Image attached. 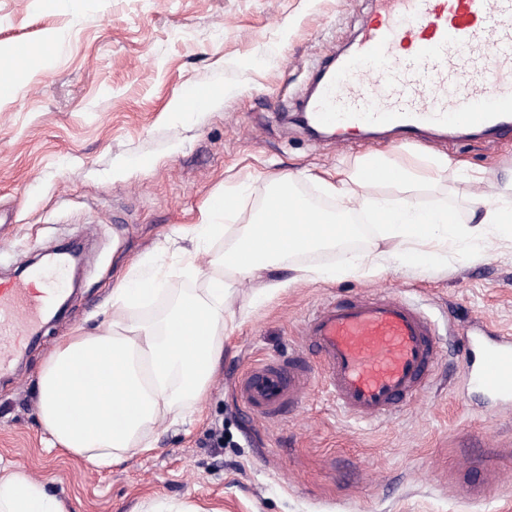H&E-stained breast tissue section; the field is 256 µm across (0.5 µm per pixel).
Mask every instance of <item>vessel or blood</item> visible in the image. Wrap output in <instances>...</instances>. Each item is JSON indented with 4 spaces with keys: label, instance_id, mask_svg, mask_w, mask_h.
<instances>
[{
    "label": "vessel or blood",
    "instance_id": "obj_1",
    "mask_svg": "<svg viewBox=\"0 0 512 512\" xmlns=\"http://www.w3.org/2000/svg\"><path fill=\"white\" fill-rule=\"evenodd\" d=\"M348 54L304 105L337 137L369 129L416 137L462 128L512 135V0H376ZM61 290L60 269L0 283V372L36 333ZM306 334L337 404L365 419L397 410L424 386L437 355L431 320L395 296L340 299ZM477 384L512 399V336L485 344ZM305 391L302 364H261L242 378L243 400L274 416Z\"/></svg>",
    "mask_w": 512,
    "mask_h": 512
}]
</instances>
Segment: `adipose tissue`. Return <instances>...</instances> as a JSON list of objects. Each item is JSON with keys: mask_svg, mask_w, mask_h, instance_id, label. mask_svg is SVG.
<instances>
[{"mask_svg": "<svg viewBox=\"0 0 512 512\" xmlns=\"http://www.w3.org/2000/svg\"><path fill=\"white\" fill-rule=\"evenodd\" d=\"M453 164L437 157L425 168L396 166L384 156H367L325 180L328 191L347 196L349 185L366 186L368 170L395 169L397 183L412 186L433 179ZM357 205L378 217L389 249L346 257V269H385L392 262L421 265L447 244L475 249L489 236L512 238V206L478 202L468 225L449 223L444 209H418L412 198L392 207L371 196ZM211 205L194 231L198 239L224 238V250L210 260L204 295L173 300L163 313L133 318L163 294L165 280L125 279L112 289V316L95 331L77 329L46 358L39 373V412L55 443L95 465L152 450L149 431L179 404L203 401L224 358L227 302L239 283L262 297L301 282L308 267L292 256L335 248L355 228L317 215L281 210L262 213L255 224H217ZM287 269L289 280L278 273ZM0 512H65L62 500L21 470L0 475Z\"/></svg>", "mask_w": 512, "mask_h": 512, "instance_id": "obj_1", "label": "adipose tissue"}]
</instances>
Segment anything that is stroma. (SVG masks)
<instances>
[{"label":"stroma","instance_id":"stroma-1","mask_svg":"<svg viewBox=\"0 0 512 512\" xmlns=\"http://www.w3.org/2000/svg\"><path fill=\"white\" fill-rule=\"evenodd\" d=\"M375 0H0V69L15 89L0 97V278L39 251L77 241L79 284L64 312L0 374V473L23 467L67 512H512V401L469 380L483 359L474 333L512 332V242L480 253L449 246L419 267L340 271L342 251L304 256L337 267L253 300L236 288L224 363L200 408L178 407L152 432L145 455L99 467L57 448L41 423L37 377L51 349L112 314L115 283L162 270L154 305L203 293L210 240L195 269L163 247L216 198L236 206L221 224L257 220L292 172L304 190L351 215L323 181L365 153L422 167H454L416 188L420 207H448L469 223L479 197L512 181V137L456 145L390 134L371 140L311 137L296 113L320 68L359 34ZM32 54L17 59L13 47ZM212 94L202 102L193 95ZM405 296L439 323L430 382L396 415L359 420L321 389L306 327L350 296ZM304 357L298 405L268 418L241 401L242 375Z\"/></svg>","mask_w":512,"mask_h":512}]
</instances>
